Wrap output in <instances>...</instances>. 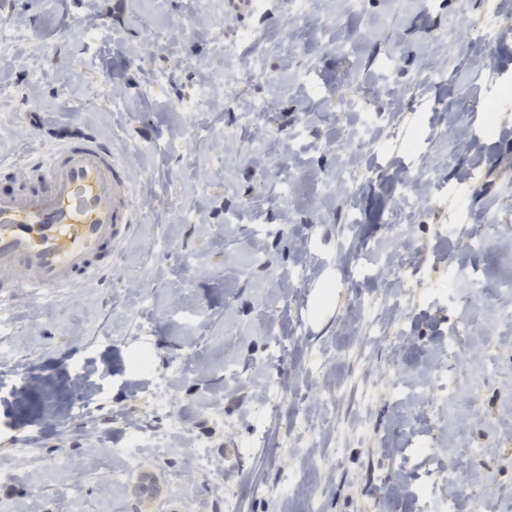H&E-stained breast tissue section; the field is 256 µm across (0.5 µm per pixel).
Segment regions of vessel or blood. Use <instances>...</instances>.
Wrapping results in <instances>:
<instances>
[{"label":"vessel or blood","instance_id":"vessel-or-blood-1","mask_svg":"<svg viewBox=\"0 0 512 512\" xmlns=\"http://www.w3.org/2000/svg\"><path fill=\"white\" fill-rule=\"evenodd\" d=\"M32 169L40 189L0 192V302L8 290L77 288L111 273L137 223L122 162L95 140L67 141Z\"/></svg>","mask_w":512,"mask_h":512}]
</instances>
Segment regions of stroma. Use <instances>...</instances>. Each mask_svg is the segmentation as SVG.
I'll return each mask as SVG.
<instances>
[{
  "label": "stroma",
  "mask_w": 512,
  "mask_h": 512,
  "mask_svg": "<svg viewBox=\"0 0 512 512\" xmlns=\"http://www.w3.org/2000/svg\"><path fill=\"white\" fill-rule=\"evenodd\" d=\"M510 11L512 0H363L356 13L318 0L298 27L282 0L243 20L224 0L206 12L196 0H167L161 12L152 0H0L14 33L0 53V108L14 116L0 127V191L37 186L29 158L89 135L123 161L138 213L109 278L16 293L0 308V512H223L227 492L240 512H304L311 496L321 512H420L417 488L452 461L487 474L484 512H512V325L484 309L465 338L480 357L463 360L447 405L423 409L412 397L459 329L467 287L495 293L512 280V235L487 252L465 248L490 207L512 214V98L502 97L512 91V35L494 45L493 80L473 85L483 45L448 34L454 16L482 27ZM88 26L98 41H85ZM247 29L262 31L278 81L243 77L228 92L224 73L242 70L249 49L227 58L223 48ZM443 60L452 80L398 95ZM304 67L314 74L305 85ZM203 81L210 99L177 110ZM359 85L374 91L373 116L344 107ZM255 98L269 102L266 136L244 128L225 139ZM466 98L497 110L468 117L461 140L448 105ZM388 122L402 139L387 146ZM353 131L374 140L357 152V190L324 195ZM424 153L434 161L431 182L417 187L433 203L425 215L395 191ZM284 156L297 177L290 194L274 168ZM474 168L482 181L462 187ZM183 205L192 223H180ZM245 206L266 223H225ZM349 223L356 245L406 258L404 280L338 253ZM441 223L447 235L436 233ZM452 261L471 282L449 280ZM298 269L299 286L289 279ZM405 284L408 300L388 312L404 335L367 342L349 317L353 300ZM280 337L288 355L271 357ZM335 389L337 404L323 410ZM275 392L270 415L262 403ZM472 396L479 410L463 411ZM87 397L92 413L74 414ZM135 437L144 450L130 467L121 450ZM199 448L211 470L186 471L185 454Z\"/></svg>",
  "instance_id": "1"
}]
</instances>
